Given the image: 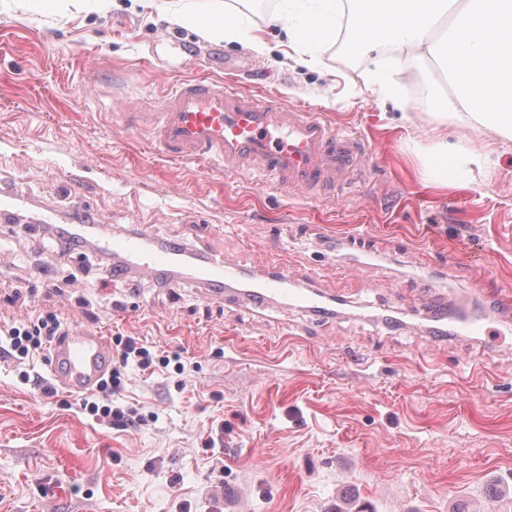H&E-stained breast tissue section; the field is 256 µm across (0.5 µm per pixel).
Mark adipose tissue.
<instances>
[{"label":"adipose tissue","mask_w":512,"mask_h":512,"mask_svg":"<svg viewBox=\"0 0 512 512\" xmlns=\"http://www.w3.org/2000/svg\"><path fill=\"white\" fill-rule=\"evenodd\" d=\"M112 7L113 0H0L9 11L47 15ZM160 12L210 41L238 39L246 23L228 0H165ZM342 14L368 60L366 81L383 100L401 106L406 80L421 64L434 63L439 71V79L425 84L435 124L419 155L424 186L471 184L490 161L486 147L449 145V126L512 145V0H289L271 20L302 64L308 50L335 40Z\"/></svg>","instance_id":"ef3b65f1"}]
</instances>
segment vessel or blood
<instances>
[{"label":"vessel or blood","instance_id":"b4317fda","mask_svg":"<svg viewBox=\"0 0 512 512\" xmlns=\"http://www.w3.org/2000/svg\"><path fill=\"white\" fill-rule=\"evenodd\" d=\"M148 121L151 140L165 159L214 162L228 173L258 174L281 190L318 193L335 188L348 180L364 153L358 136L332 128L319 112L190 80L173 84ZM101 248L112 256L107 277L114 283L138 273L168 283L175 268L193 257L195 280L209 298H240L255 305L283 299L304 312L324 310L322 294L298 289V278L284 259L254 274L252 288L242 289L236 285L240 269L223 257L193 256L176 241L153 243L143 230L107 238ZM460 330L488 342L497 340L481 309L470 310ZM111 368L112 346L96 330L71 329L49 350L51 383L72 395L97 388Z\"/></svg>","mask_w":512,"mask_h":512}]
</instances>
